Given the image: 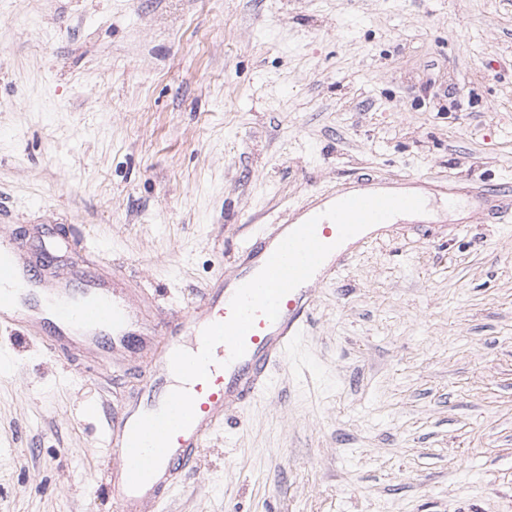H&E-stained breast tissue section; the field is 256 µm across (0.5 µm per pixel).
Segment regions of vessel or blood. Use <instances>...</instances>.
<instances>
[{
	"label": "vessel or blood",
	"instance_id": "obj_1",
	"mask_svg": "<svg viewBox=\"0 0 512 512\" xmlns=\"http://www.w3.org/2000/svg\"><path fill=\"white\" fill-rule=\"evenodd\" d=\"M416 189L413 182H391L356 173L333 191L312 194L297 207L292 219L266 225L246 237L237 248L230 271L215 273L199 295L163 319L149 306L127 303L116 288L92 274L84 277L82 298H74L71 280H42L16 246L0 241V327L11 330L16 340L39 335L46 349L55 352L99 347L100 337L106 333L116 354L135 342L150 344V368L143 372L138 390L113 411L102 432L109 463L100 489L111 497L113 512H162L212 434L229 421L243 423L245 406L269 390L274 370L287 364L311 320L318 289L335 285L357 251L390 237L396 227L390 219L342 242L337 225L324 218V211L354 195L412 194ZM313 217L318 220L317 238L332 245V252L307 282L282 298L276 320L256 317L245 336L246 352L241 358L230 360L227 345L214 347L215 363L207 379L191 381L187 386L194 398L193 423L173 436L157 473L141 489L131 490L127 454L130 432L141 415L158 411L171 392L173 352L188 345L201 348L203 329L229 319L237 288L263 268L291 231Z\"/></svg>",
	"mask_w": 512,
	"mask_h": 512
}]
</instances>
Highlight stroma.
<instances>
[{"mask_svg": "<svg viewBox=\"0 0 512 512\" xmlns=\"http://www.w3.org/2000/svg\"><path fill=\"white\" fill-rule=\"evenodd\" d=\"M359 171L512 184V0H0V238L38 272L121 262L164 317ZM448 193L319 289L168 512H512V219ZM147 356L0 330V512H113L89 465Z\"/></svg>", "mask_w": 512, "mask_h": 512, "instance_id": "stroma-1", "label": "stroma"}]
</instances>
